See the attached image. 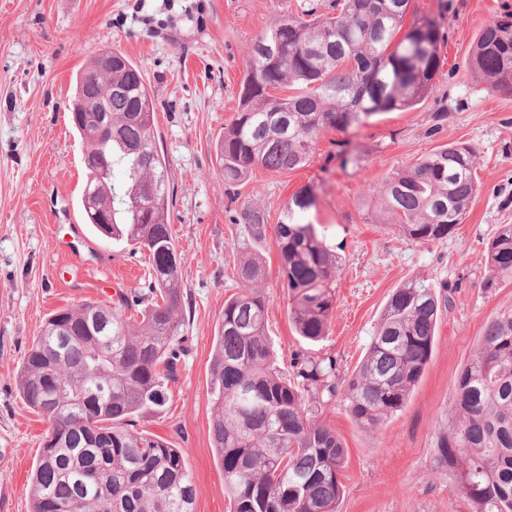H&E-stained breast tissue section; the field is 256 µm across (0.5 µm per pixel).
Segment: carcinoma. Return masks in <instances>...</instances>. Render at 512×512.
I'll list each match as a JSON object with an SVG mask.
<instances>
[{"label": "carcinoma", "instance_id": "1", "mask_svg": "<svg viewBox=\"0 0 512 512\" xmlns=\"http://www.w3.org/2000/svg\"><path fill=\"white\" fill-rule=\"evenodd\" d=\"M411 0H336L334 14L290 17L252 46L240 109L218 142L224 184L234 188L253 169L288 173L304 167L321 133L346 130L383 112L414 108L434 94L443 14L404 27ZM280 47L273 57L261 44ZM102 82L75 80L73 103L111 109L112 142L87 118L71 117L84 161L105 164L110 178L98 206L110 219L86 223L103 237L148 256L145 287L119 300L68 305L52 312L27 351L20 394L50 427L29 482L31 512H193L194 479L185 452L134 429L144 411L165 405L182 354L181 266L168 222L166 158L153 134L154 112L142 75L117 50ZM493 91L512 89V15L485 27L467 58ZM296 93L274 97L270 90ZM477 151L450 144L389 173L377 197L382 221L428 246L463 222L480 184ZM312 189L296 191L275 236L289 318L302 338L325 335L340 257L314 225ZM247 237L266 238L263 213L244 214ZM494 288L512 276V224L486 244ZM238 274L264 277L261 258L244 253ZM448 295L420 279L388 301L366 356L348 378L336 359L297 358L293 376L277 369L266 340L265 299L245 289L224 301L211 361V437L228 494L227 512H338L347 455L319 415L342 395L354 422L374 430L400 411L430 359ZM439 466L468 512H512V308L494 315L457 378L455 399L436 433Z\"/></svg>", "mask_w": 512, "mask_h": 512}]
</instances>
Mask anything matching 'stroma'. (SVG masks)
<instances>
[{"label":"stroma","mask_w":512,"mask_h":512,"mask_svg":"<svg viewBox=\"0 0 512 512\" xmlns=\"http://www.w3.org/2000/svg\"><path fill=\"white\" fill-rule=\"evenodd\" d=\"M331 0H0V512H30L29 478L47 422L18 388L24 356L47 315L83 301L112 300L143 287L142 254L94 235L80 207L86 183L82 143L70 112L73 79L99 50L124 53L146 82L173 194L168 221L185 257L183 354L161 412L135 419L137 430L184 449L194 476V512H227L224 475L210 435V366L224 301L240 292L235 271L244 210L283 217L289 197L312 187L306 217L342 265L327 336L303 340L288 316L275 234L254 247L265 262L266 335L283 370L295 354L334 357L351 375L395 288L411 279L446 285L451 304L439 320L432 353L407 404L366 430L343 399L322 420L347 450L338 512H452L435 434L452 405L458 375L485 323L512 307V277L485 285V244L512 224V93L488 90L466 67L485 26L512 12V0H413L415 15L445 16L436 92L422 104L380 114L347 131L329 130L307 166L288 173L254 169L228 189L216 145L239 109L252 44L280 21ZM446 113L437 134L433 115ZM474 145L480 191L447 240L428 246L404 237L372 211L391 171L448 143ZM358 156L342 167L341 151Z\"/></svg>","instance_id":"stroma-1"}]
</instances>
